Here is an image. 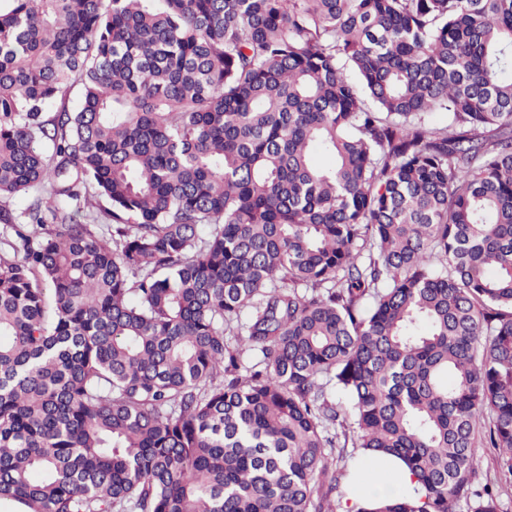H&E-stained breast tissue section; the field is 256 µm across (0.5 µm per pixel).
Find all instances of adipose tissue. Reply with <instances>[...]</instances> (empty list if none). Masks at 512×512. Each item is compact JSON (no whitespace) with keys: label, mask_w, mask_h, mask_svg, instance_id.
<instances>
[{"label":"adipose tissue","mask_w":512,"mask_h":512,"mask_svg":"<svg viewBox=\"0 0 512 512\" xmlns=\"http://www.w3.org/2000/svg\"><path fill=\"white\" fill-rule=\"evenodd\" d=\"M418 487L416 476L400 462H369L361 465L353 488L345 497L343 505L349 508L359 499L406 495L413 493Z\"/></svg>","instance_id":"adipose-tissue-1"}]
</instances>
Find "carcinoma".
<instances>
[{
  "instance_id": "1",
  "label": "carcinoma",
  "mask_w": 512,
  "mask_h": 512,
  "mask_svg": "<svg viewBox=\"0 0 512 512\" xmlns=\"http://www.w3.org/2000/svg\"><path fill=\"white\" fill-rule=\"evenodd\" d=\"M153 2L0 0V504L499 512L512 0ZM481 455V478L491 481L501 490L500 512H512V474L501 470L489 448H479ZM416 476L398 461L388 464L369 462L361 465L352 490L343 500L345 512L357 499L371 500L375 497H395L412 494L419 489Z\"/></svg>"
}]
</instances>
